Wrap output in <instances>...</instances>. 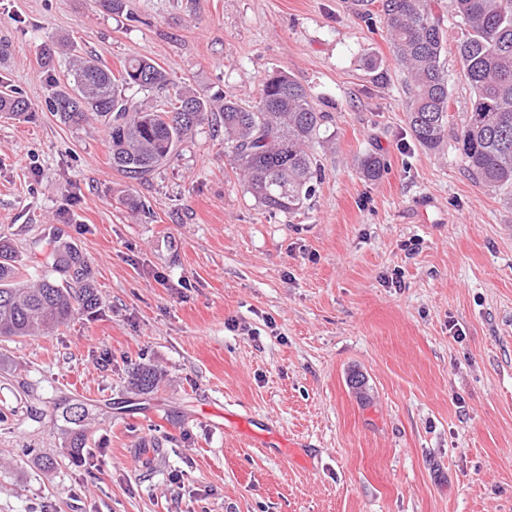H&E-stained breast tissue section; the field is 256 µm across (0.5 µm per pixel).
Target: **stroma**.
Returning a JSON list of instances; mask_svg holds the SVG:
<instances>
[{
	"mask_svg": "<svg viewBox=\"0 0 512 512\" xmlns=\"http://www.w3.org/2000/svg\"><path fill=\"white\" fill-rule=\"evenodd\" d=\"M355 0H0V237L34 276L57 241L100 303L0 338V512H512V205L455 149L470 107L446 14L448 134L411 136V78ZM74 41L111 70L146 56L176 85L256 105L288 72L329 119L295 214L248 193L197 128L145 182L103 126L46 104ZM385 159L375 181L363 156ZM161 376L129 384L141 366ZM88 412L70 459L64 407ZM33 103L20 95L19 92L8 89L0 90V112L21 118L27 112H31Z\"/></svg>",
	"mask_w": 512,
	"mask_h": 512,
	"instance_id": "obj_1",
	"label": "stroma"
}]
</instances>
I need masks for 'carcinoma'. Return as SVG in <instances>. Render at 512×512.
<instances>
[{
  "instance_id": "cac0c4a2",
  "label": "carcinoma",
  "mask_w": 512,
  "mask_h": 512,
  "mask_svg": "<svg viewBox=\"0 0 512 512\" xmlns=\"http://www.w3.org/2000/svg\"><path fill=\"white\" fill-rule=\"evenodd\" d=\"M438 0H381V12L395 58L413 81L407 120L415 141L438 148L448 128V72L443 17ZM458 18L457 44L461 76L473 89L456 143L467 172L478 182L512 195V0H448ZM69 78L54 83L50 107L60 121L79 126L95 117L103 123L112 168L128 178L146 181L168 162L178 145L209 119L214 100L172 84L167 71L149 57L128 60L120 71L67 46ZM142 93L159 100L146 106ZM221 101L224 144L254 199L272 212L293 214L316 193L321 169L312 152L327 115L311 107L305 87L283 71L262 82L254 107L232 98ZM33 103L11 89L0 90V112L21 118ZM385 163L364 157L360 174L375 181ZM53 270L67 280L47 276L29 280L18 267L12 248L0 240V337L35 336L69 321L80 310H93L99 297L84 255L60 242L50 254ZM80 284L73 289L69 281ZM158 376L142 367L133 385L151 391ZM77 429L70 433L68 454L81 459L86 437L80 428L85 411L65 410Z\"/></svg>"
}]
</instances>
